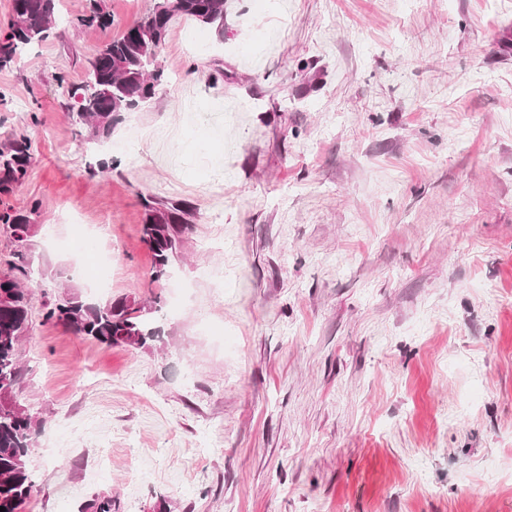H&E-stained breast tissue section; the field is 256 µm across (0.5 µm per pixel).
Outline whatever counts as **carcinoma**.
<instances>
[{
  "label": "carcinoma",
  "instance_id": "carcinoma-1",
  "mask_svg": "<svg viewBox=\"0 0 512 512\" xmlns=\"http://www.w3.org/2000/svg\"><path fill=\"white\" fill-rule=\"evenodd\" d=\"M55 11L56 0H11L6 32L0 39V66L47 40L53 34ZM176 17L219 27L224 23V0H155L149 13L103 44L90 63L87 81L67 89L78 103V120L92 129L94 137H109L120 113L155 96L166 79L159 54ZM77 23L104 30L111 19L98 0H92L89 14ZM33 159L28 136L16 135L0 146V193L23 182ZM39 207L34 202L26 212L0 210V228L12 235L18 230L31 231ZM144 208L143 240L152 252L154 279L158 280L178 257L192 210L181 202L154 200L144 201ZM33 274L27 251L18 249L8 262V271L0 273V506L5 512H22L31 495L34 481L27 458L41 428V422L17 400L22 377L20 341L28 330L31 309V293L23 281L31 280ZM154 313L125 298L96 304L70 296L44 303L42 317L102 344L142 348L158 338Z\"/></svg>",
  "mask_w": 512,
  "mask_h": 512
}]
</instances>
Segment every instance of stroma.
I'll return each instance as SVG.
<instances>
[{
  "label": "stroma",
  "instance_id": "35a3bbf8",
  "mask_svg": "<svg viewBox=\"0 0 512 512\" xmlns=\"http://www.w3.org/2000/svg\"><path fill=\"white\" fill-rule=\"evenodd\" d=\"M101 3L0 68L35 149L0 210L40 204L26 512H512V0H226L97 139L56 78L154 0ZM148 196L194 213L160 281ZM67 290L160 303L159 338L44 322Z\"/></svg>",
  "mask_w": 512,
  "mask_h": 512
}]
</instances>
